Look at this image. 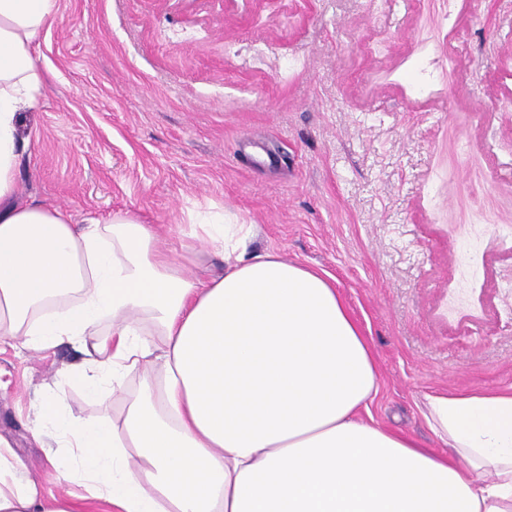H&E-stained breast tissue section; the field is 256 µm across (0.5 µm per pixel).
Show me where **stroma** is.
<instances>
[{"instance_id":"35a3bbf8","label":"stroma","mask_w":512,"mask_h":512,"mask_svg":"<svg viewBox=\"0 0 512 512\" xmlns=\"http://www.w3.org/2000/svg\"><path fill=\"white\" fill-rule=\"evenodd\" d=\"M34 56L22 198L133 211L177 254L192 213L256 225L336 285L371 417L424 447L426 394L512 391V0H59ZM86 360L0 340V439L47 496L74 462L37 405L100 416Z\"/></svg>"}]
</instances>
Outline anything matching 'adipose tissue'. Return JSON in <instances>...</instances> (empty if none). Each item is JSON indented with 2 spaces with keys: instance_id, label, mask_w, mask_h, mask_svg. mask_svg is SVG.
I'll return each instance as SVG.
<instances>
[{
  "instance_id": "obj_1",
  "label": "adipose tissue",
  "mask_w": 512,
  "mask_h": 512,
  "mask_svg": "<svg viewBox=\"0 0 512 512\" xmlns=\"http://www.w3.org/2000/svg\"><path fill=\"white\" fill-rule=\"evenodd\" d=\"M57 13L58 0H0V339L92 347L74 379L129 397L115 425L44 399L38 419L77 467L43 497L0 440V512H85L90 499L111 512H512V393L426 395L438 451L366 420L379 389L368 339L328 277L251 253L254 225L193 223L224 261L199 278L132 213L76 224L20 200V115L43 86L34 43Z\"/></svg>"
}]
</instances>
